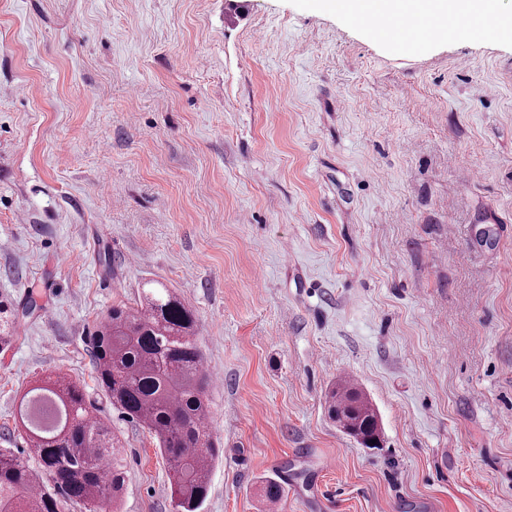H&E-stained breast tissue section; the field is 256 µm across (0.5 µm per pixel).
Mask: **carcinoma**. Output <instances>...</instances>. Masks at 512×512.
Segmentation results:
<instances>
[{
  "label": "carcinoma",
  "mask_w": 512,
  "mask_h": 512,
  "mask_svg": "<svg viewBox=\"0 0 512 512\" xmlns=\"http://www.w3.org/2000/svg\"><path fill=\"white\" fill-rule=\"evenodd\" d=\"M135 306L116 305L95 335L96 381L113 409L146 428L173 472L178 512H200L209 465L218 456L206 421L210 378L194 339L192 311L163 283L146 282ZM330 417L353 436L378 438V415L354 384L342 380L326 396ZM19 422L32 460L0 450V512H64L82 506L99 512L117 506L124 465L112 429L79 381H48L21 399ZM268 502L284 487L266 478Z\"/></svg>",
  "instance_id": "1"
}]
</instances>
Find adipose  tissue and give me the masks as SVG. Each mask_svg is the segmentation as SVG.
I'll use <instances>...</instances> for the list:
<instances>
[{
  "label": "adipose tissue",
  "mask_w": 512,
  "mask_h": 512,
  "mask_svg": "<svg viewBox=\"0 0 512 512\" xmlns=\"http://www.w3.org/2000/svg\"><path fill=\"white\" fill-rule=\"evenodd\" d=\"M335 7L364 18L370 28H387L392 19L401 15L410 20L424 17L435 23L451 14L472 13L483 17L487 26L499 24L487 0H335Z\"/></svg>",
  "instance_id": "1"
}]
</instances>
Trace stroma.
Wrapping results in <instances>:
<instances>
[{
	"label": "stroma",
	"mask_w": 512,
	"mask_h": 512,
	"mask_svg": "<svg viewBox=\"0 0 512 512\" xmlns=\"http://www.w3.org/2000/svg\"><path fill=\"white\" fill-rule=\"evenodd\" d=\"M422 51L320 0H0V449L67 371L177 512L90 335L145 282L197 319L201 512H512V32ZM351 380L382 445L324 407Z\"/></svg>",
	"instance_id": "35a3bbf8"
}]
</instances>
